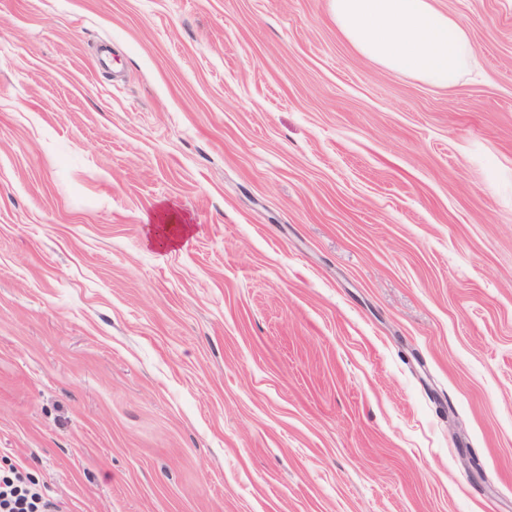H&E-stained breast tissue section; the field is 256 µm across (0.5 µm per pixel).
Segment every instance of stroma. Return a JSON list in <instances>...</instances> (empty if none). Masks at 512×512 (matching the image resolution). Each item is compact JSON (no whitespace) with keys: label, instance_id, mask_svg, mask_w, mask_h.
<instances>
[{"label":"stroma","instance_id":"stroma-1","mask_svg":"<svg viewBox=\"0 0 512 512\" xmlns=\"http://www.w3.org/2000/svg\"><path fill=\"white\" fill-rule=\"evenodd\" d=\"M435 5L449 89L331 0H0V458L63 512H512V0Z\"/></svg>","mask_w":512,"mask_h":512}]
</instances>
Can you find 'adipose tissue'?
<instances>
[{
  "label": "adipose tissue",
  "mask_w": 512,
  "mask_h": 512,
  "mask_svg": "<svg viewBox=\"0 0 512 512\" xmlns=\"http://www.w3.org/2000/svg\"><path fill=\"white\" fill-rule=\"evenodd\" d=\"M337 29L363 56L440 89L476 63L461 23L433 0H332Z\"/></svg>",
  "instance_id": "adipose-tissue-1"
}]
</instances>
